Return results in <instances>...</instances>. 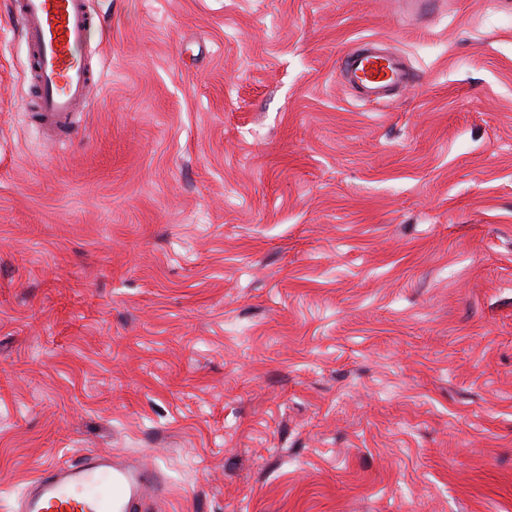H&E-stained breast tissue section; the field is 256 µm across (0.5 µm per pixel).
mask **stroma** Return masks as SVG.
Listing matches in <instances>:
<instances>
[{
  "instance_id": "35a3bbf8",
  "label": "stroma",
  "mask_w": 512,
  "mask_h": 512,
  "mask_svg": "<svg viewBox=\"0 0 512 512\" xmlns=\"http://www.w3.org/2000/svg\"><path fill=\"white\" fill-rule=\"evenodd\" d=\"M89 6L53 142L0 0V512L90 450L158 512H512V0ZM342 67L352 88L378 100L394 89L411 87L417 80L401 56L383 50L376 41L364 42L345 54Z\"/></svg>"
}]
</instances>
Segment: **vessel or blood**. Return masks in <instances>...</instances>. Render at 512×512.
Listing matches in <instances>:
<instances>
[{
    "instance_id": "b4317fda",
    "label": "vessel or blood",
    "mask_w": 512,
    "mask_h": 512,
    "mask_svg": "<svg viewBox=\"0 0 512 512\" xmlns=\"http://www.w3.org/2000/svg\"><path fill=\"white\" fill-rule=\"evenodd\" d=\"M15 8L29 47L39 122L54 134L74 135L73 117L95 86L83 52L94 22L88 0H16ZM342 67L352 88L378 100L417 80L401 56L375 41L345 54ZM167 490L160 470L100 451L43 468L15 512H154Z\"/></svg>"
}]
</instances>
